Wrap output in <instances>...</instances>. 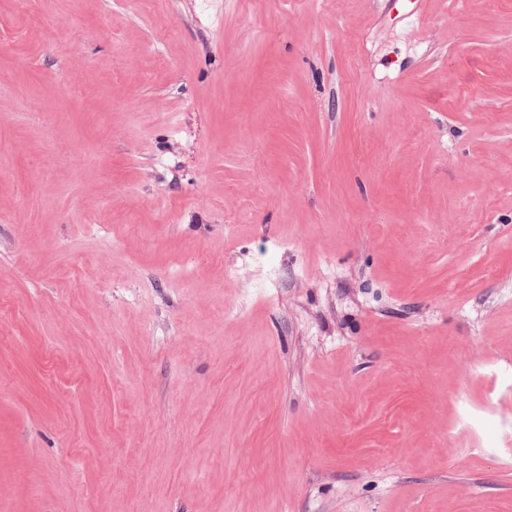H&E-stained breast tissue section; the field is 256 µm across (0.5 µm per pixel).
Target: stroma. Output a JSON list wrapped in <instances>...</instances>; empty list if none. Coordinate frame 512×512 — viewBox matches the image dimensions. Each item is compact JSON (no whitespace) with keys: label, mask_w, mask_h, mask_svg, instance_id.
I'll use <instances>...</instances> for the list:
<instances>
[{"label":"stroma","mask_w":512,"mask_h":512,"mask_svg":"<svg viewBox=\"0 0 512 512\" xmlns=\"http://www.w3.org/2000/svg\"><path fill=\"white\" fill-rule=\"evenodd\" d=\"M0 512H512V0H0Z\"/></svg>","instance_id":"obj_1"}]
</instances>
